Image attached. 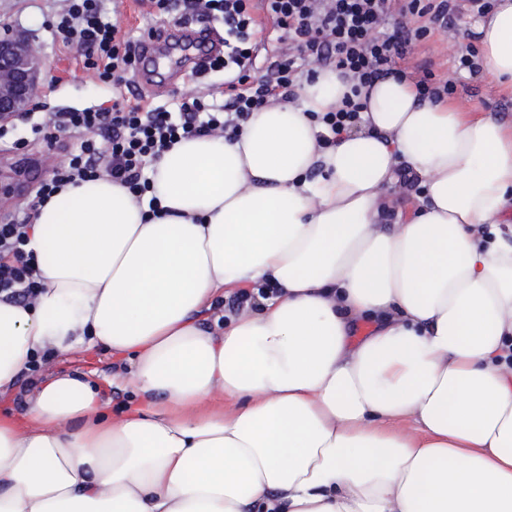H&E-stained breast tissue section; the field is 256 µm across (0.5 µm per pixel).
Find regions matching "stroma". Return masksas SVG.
<instances>
[{"instance_id": "obj_1", "label": "stroma", "mask_w": 512, "mask_h": 512, "mask_svg": "<svg viewBox=\"0 0 512 512\" xmlns=\"http://www.w3.org/2000/svg\"><path fill=\"white\" fill-rule=\"evenodd\" d=\"M50 0H0V23L13 26L15 32L36 37L43 63L40 95L37 104L26 116L16 120L0 138V219L15 215L20 202L35 195L46 174L47 153L64 156L76 145L69 134H58L55 143L34 134L33 128L48 122L51 113L72 109L97 108L109 105L113 87L76 73L72 52L52 40L49 29ZM409 71L430 69L436 78L453 82L454 96L472 112H490L512 119V89L487 79L471 76L460 69L456 48L440 36L419 46L409 60ZM121 361L101 348L69 354L53 355L50 372L84 373L99 384L113 408H120L133 398L134 392L125 384H112L113 373L121 369Z\"/></svg>"}]
</instances>
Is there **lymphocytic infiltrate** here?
Wrapping results in <instances>:
<instances>
[{"label": "lymphocytic infiltrate", "mask_w": 512, "mask_h": 512, "mask_svg": "<svg viewBox=\"0 0 512 512\" xmlns=\"http://www.w3.org/2000/svg\"><path fill=\"white\" fill-rule=\"evenodd\" d=\"M103 2L60 0L50 25L59 44L78 52L84 71L115 93L105 107L53 113L54 130L73 134L79 145L51 164L20 216L0 223V294L19 302L43 286L26 249L38 207L65 186L105 175L142 197L150 190L149 163L179 140L235 135L252 112L292 99L300 76L315 78L319 66H335L361 87L404 76L401 61L423 40L439 30L456 37L458 20L492 7V0H140L150 17L224 25V52L209 64L224 73L223 104L210 103L202 87L168 107L125 95L138 41ZM269 27L278 37L260 65L257 48ZM306 63L311 71H303Z\"/></svg>", "instance_id": "lymphocytic-infiltrate-1"}]
</instances>
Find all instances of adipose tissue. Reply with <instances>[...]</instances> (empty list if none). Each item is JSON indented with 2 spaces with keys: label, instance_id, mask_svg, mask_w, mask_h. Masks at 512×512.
Listing matches in <instances>:
<instances>
[{
  "label": "adipose tissue",
  "instance_id": "adipose-tissue-1",
  "mask_svg": "<svg viewBox=\"0 0 512 512\" xmlns=\"http://www.w3.org/2000/svg\"><path fill=\"white\" fill-rule=\"evenodd\" d=\"M476 31L512 88V0ZM349 89L325 67L236 139L180 140L150 199L103 176L40 207L44 287L0 298V394L33 354L89 344L138 403L41 382L0 420V512H512V123L389 77L325 145L311 115Z\"/></svg>",
  "mask_w": 512,
  "mask_h": 512
}]
</instances>
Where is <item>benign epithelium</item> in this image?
<instances>
[{"instance_id": "7a95c632", "label": "benign epithelium", "mask_w": 512, "mask_h": 512, "mask_svg": "<svg viewBox=\"0 0 512 512\" xmlns=\"http://www.w3.org/2000/svg\"><path fill=\"white\" fill-rule=\"evenodd\" d=\"M40 75V62L26 41L0 39V122L33 108Z\"/></svg>"}]
</instances>
